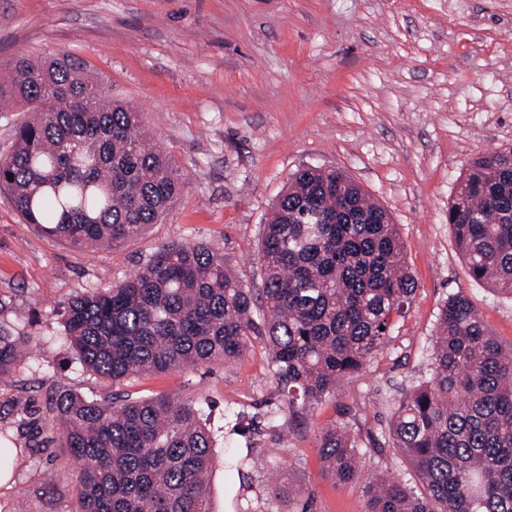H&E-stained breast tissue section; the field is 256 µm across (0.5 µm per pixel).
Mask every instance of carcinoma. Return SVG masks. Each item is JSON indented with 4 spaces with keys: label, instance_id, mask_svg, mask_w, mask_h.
Here are the masks:
<instances>
[{
    "label": "carcinoma",
    "instance_id": "obj_1",
    "mask_svg": "<svg viewBox=\"0 0 512 512\" xmlns=\"http://www.w3.org/2000/svg\"><path fill=\"white\" fill-rule=\"evenodd\" d=\"M20 110L0 156V194L25 223L90 252L137 238L182 191L172 156L147 143L142 113L55 54L20 59L0 79V112ZM448 224L475 281L512 295V147L467 165ZM259 294L224 254L171 241L131 276L79 288L63 327L82 367L117 381L232 362L256 336L288 408L336 391L382 349L415 291L397 225L349 176L295 172L261 240ZM267 321L253 320L255 304ZM30 337L0 325V381ZM59 447L79 462L80 512H209L213 439L198 402L160 394L90 400L59 388L50 402ZM390 435L420 484L376 479L368 512H512V348L492 337L474 303L448 297L435 332L430 378L401 396ZM369 452L336 429L320 459L340 481Z\"/></svg>",
    "mask_w": 512,
    "mask_h": 512
}]
</instances>
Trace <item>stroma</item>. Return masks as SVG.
<instances>
[{
	"mask_svg": "<svg viewBox=\"0 0 512 512\" xmlns=\"http://www.w3.org/2000/svg\"><path fill=\"white\" fill-rule=\"evenodd\" d=\"M62 51L143 112L186 187L139 238L94 253L41 233L0 196V323L34 339L0 381V442L28 450L0 512H76V462L48 410L61 387L200 401L211 512H367L376 476L412 482L389 431L397 400L430 374L448 296L471 299L512 346V297L471 278L448 225L467 163L512 146V0H0V74ZM305 166L343 171L388 210L416 280L360 372L292 416L259 339L234 362L118 383L83 369L62 323L75 288L121 281L172 240L209 246L260 287L264 226ZM335 425L366 450L348 483L319 457ZM230 453L251 454L252 468L228 467Z\"/></svg>",
	"mask_w": 512,
	"mask_h": 512,
	"instance_id": "35a3bbf8",
	"label": "stroma"
}]
</instances>
